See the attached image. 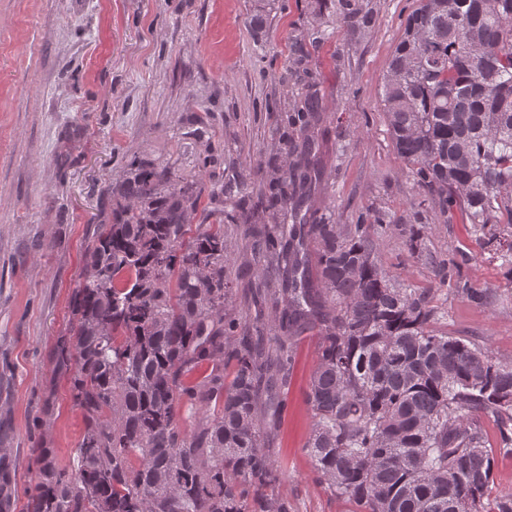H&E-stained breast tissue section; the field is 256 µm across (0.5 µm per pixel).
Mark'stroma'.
I'll return each mask as SVG.
<instances>
[{"label": "stroma", "mask_w": 512, "mask_h": 512, "mask_svg": "<svg viewBox=\"0 0 512 512\" xmlns=\"http://www.w3.org/2000/svg\"><path fill=\"white\" fill-rule=\"evenodd\" d=\"M263 2L258 29L254 0H0V452L12 476L0 512H26L32 449L78 466L84 421L57 345L70 334L87 245L112 221L111 188L139 166L168 167L199 191L198 222L211 194L244 180L245 211L268 223L260 189L279 174L274 150L309 81L324 116L316 207L339 224L378 211L395 224H425L428 249L492 296L479 307L442 289L436 328L512 360V267L478 245L472 225L444 223L385 120L383 76L418 0H371L375 22L359 30L337 0ZM244 230L224 225L233 311L249 327L242 295L265 261L247 249ZM378 248L400 282L432 285V269L397 232L381 234ZM317 350L316 334L295 342L288 407L269 436L283 472L276 492L292 512H354L319 484L304 449Z\"/></svg>", "instance_id": "1"}]
</instances>
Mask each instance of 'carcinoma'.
Listing matches in <instances>:
<instances>
[{
    "label": "carcinoma",
    "instance_id": "1",
    "mask_svg": "<svg viewBox=\"0 0 512 512\" xmlns=\"http://www.w3.org/2000/svg\"><path fill=\"white\" fill-rule=\"evenodd\" d=\"M338 4L350 26L371 25L369 0ZM381 98L396 152L445 222L462 216L480 243L512 238V0H419ZM321 112L313 91L288 117L299 133L279 142L286 168L263 192L274 224L250 228L274 272L257 303L278 313L280 336L234 335L224 218L249 223L242 200L212 196L221 219L193 229L199 195L167 167L120 187L125 203L87 247L59 356L75 359L79 465L32 449L29 512H290L259 415L284 406L294 338L314 330L305 450L331 494L356 512H512V492L486 497L494 453L480 425L494 418L512 454V364L432 327L442 288L482 306L490 293L451 281L430 253L436 284L400 283L377 254L384 215L336 224L312 208ZM398 231L423 253L425 225Z\"/></svg>",
    "mask_w": 512,
    "mask_h": 512
}]
</instances>
